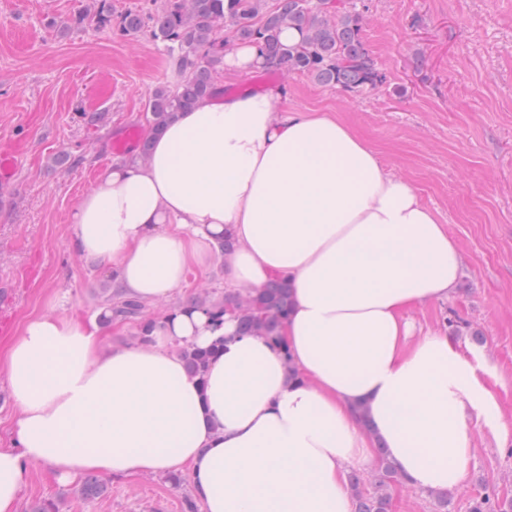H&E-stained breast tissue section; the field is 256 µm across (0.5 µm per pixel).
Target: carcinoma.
<instances>
[{"label": "carcinoma", "mask_w": 512, "mask_h": 512, "mask_svg": "<svg viewBox=\"0 0 512 512\" xmlns=\"http://www.w3.org/2000/svg\"><path fill=\"white\" fill-rule=\"evenodd\" d=\"M359 0H164L155 13L112 11L107 0H94L89 13L101 25H109L123 36L149 34L164 44L176 83L153 88L146 103L150 129L156 131L178 112L192 108L199 99L218 92L213 73L230 45L258 48L262 71L305 75L322 86L359 94L385 82L363 37V13ZM295 27L300 40L282 41L285 29ZM191 304L220 318L231 312L244 334L259 332L276 345L291 305L288 285L270 279L263 288L245 294L227 292L223 299L193 298ZM110 319L141 320L139 341H149L154 321L144 319V306L136 300H104ZM215 348L185 345L180 348L187 370L204 379ZM375 490H361L359 475L349 476L354 512H390V490L403 484L402 477L386 455L377 450ZM85 499H96L106 486L95 476L85 478L78 489ZM472 512H512V499L484 496L473 503Z\"/></svg>", "instance_id": "obj_1"}]
</instances>
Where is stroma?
Wrapping results in <instances>:
<instances>
[{"label":"stroma","mask_w":512,"mask_h":512,"mask_svg":"<svg viewBox=\"0 0 512 512\" xmlns=\"http://www.w3.org/2000/svg\"><path fill=\"white\" fill-rule=\"evenodd\" d=\"M365 2L364 35L383 87L355 96L293 74L282 105L347 123L415 186L459 247L454 291L405 316L414 335L453 337L496 403L488 414L471 411L470 478L448 493V512H470L482 495L512 498V0ZM89 3L0 0V149L18 151L14 180L0 184V319L10 323L0 351L49 310L56 290L84 316L111 293L105 266L74 251L71 214L116 162L111 138L144 126L150 91L174 78L161 44L85 18ZM84 110L100 121L85 124ZM61 151L70 165H55ZM204 290L223 295L220 262L191 274L167 306ZM164 307L146 305L144 315ZM29 470L17 512L39 500L59 512H186L194 496L188 482L176 489L164 477H110L106 494L88 501L48 466Z\"/></svg>","instance_id":"obj_1"}]
</instances>
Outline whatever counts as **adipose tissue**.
<instances>
[{"label": "adipose tissue", "instance_id": "ef3b65f1", "mask_svg": "<svg viewBox=\"0 0 512 512\" xmlns=\"http://www.w3.org/2000/svg\"><path fill=\"white\" fill-rule=\"evenodd\" d=\"M285 95L200 100L151 133L148 162L101 170L72 213L77 253L147 303L231 239L226 287L279 276L292 290L283 347L195 308L109 352L102 314L27 320L0 357L17 409L0 512H16L34 463L64 481L184 470L203 512H352L347 475L379 447L407 486L466 482L468 410L494 403L453 338L414 337L404 316L448 297L458 245L349 125L281 108ZM216 343L202 379L175 351Z\"/></svg>", "mask_w": 512, "mask_h": 512}]
</instances>
